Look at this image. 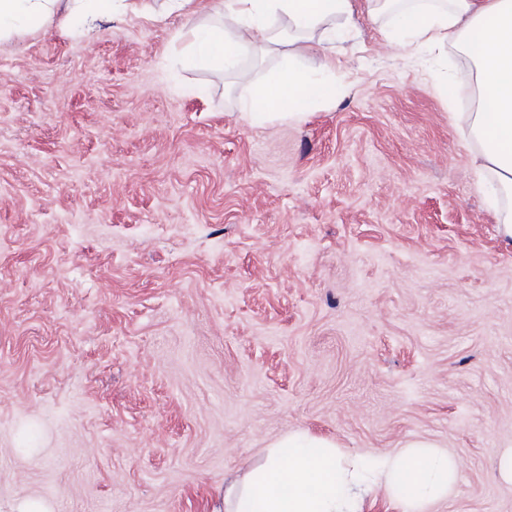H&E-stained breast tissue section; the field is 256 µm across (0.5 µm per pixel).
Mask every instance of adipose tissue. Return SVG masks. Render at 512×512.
I'll return each instance as SVG.
<instances>
[{
  "instance_id": "ef3b65f1",
  "label": "adipose tissue",
  "mask_w": 512,
  "mask_h": 512,
  "mask_svg": "<svg viewBox=\"0 0 512 512\" xmlns=\"http://www.w3.org/2000/svg\"><path fill=\"white\" fill-rule=\"evenodd\" d=\"M114 0H0V40L37 30L52 19L86 24L111 17ZM368 14L397 19L395 40L422 48L451 45L470 62L479 105L453 113L461 136L474 148L479 175L495 192L512 197V0H364ZM355 0H222L220 9L235 26L197 24L185 36L191 65L230 64L242 52L256 56L284 45L288 65L273 78L251 83L243 118L262 106L269 121L298 122L307 101H326L329 86L296 68V61L322 56L335 67L327 42L337 23H350ZM288 28L277 31L273 18ZM458 462L429 442L395 453L349 456L333 441L291 433L271 443L264 463L224 490V512H361L365 496L384 491L403 512H426L447 498Z\"/></svg>"
}]
</instances>
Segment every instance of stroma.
<instances>
[{
    "mask_svg": "<svg viewBox=\"0 0 512 512\" xmlns=\"http://www.w3.org/2000/svg\"><path fill=\"white\" fill-rule=\"evenodd\" d=\"M116 0L0 41V512H222L288 433L430 441L428 512H512V240L480 189L448 47L336 31L299 123L178 36L215 0Z\"/></svg>",
    "mask_w": 512,
    "mask_h": 512,
    "instance_id": "obj_1",
    "label": "stroma"
}]
</instances>
